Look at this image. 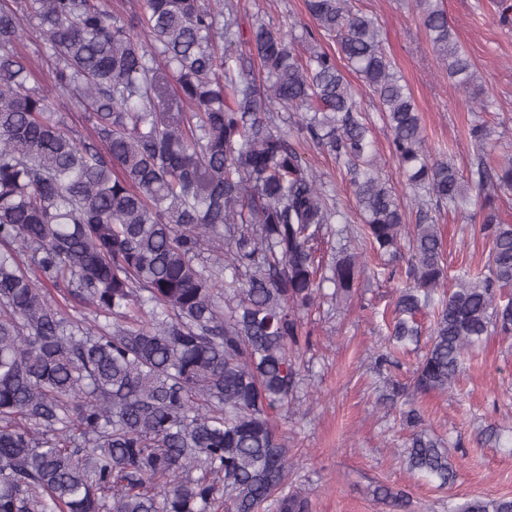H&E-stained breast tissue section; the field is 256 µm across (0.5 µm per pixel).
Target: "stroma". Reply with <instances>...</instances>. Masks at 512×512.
I'll list each match as a JSON object with an SVG mask.
<instances>
[{
    "label": "stroma",
    "mask_w": 512,
    "mask_h": 512,
    "mask_svg": "<svg viewBox=\"0 0 512 512\" xmlns=\"http://www.w3.org/2000/svg\"><path fill=\"white\" fill-rule=\"evenodd\" d=\"M243 29L262 21L301 34L310 19L304 0H237ZM458 41L474 72L470 88H456L423 27L415 0H356L376 18L385 50L407 81L422 117L427 143L461 171L477 157L465 131L474 122L491 130L486 160L498 165L512 153V0H443ZM376 138L374 154L383 178L394 184L408 216L415 192L389 155V133L375 98L354 81ZM298 116L282 115L281 126L302 158L336 189L351 224L356 202L335 159L297 129ZM449 274L484 269L488 247L479 222L465 213H444ZM395 282L363 275L351 298L327 303L304 320L310 335L304 397L294 411H277L274 425L297 464L291 478L309 501V512H394L376 495L378 486L404 492L402 512H456L474 496L512 497V337L491 334L466 359V369L445 392L419 398L433 432L449 441L457 477L439 490L407 471L403 454L408 432L399 411L376 403L374 350L384 345L385 314L392 311Z\"/></svg>",
    "instance_id": "1"
}]
</instances>
